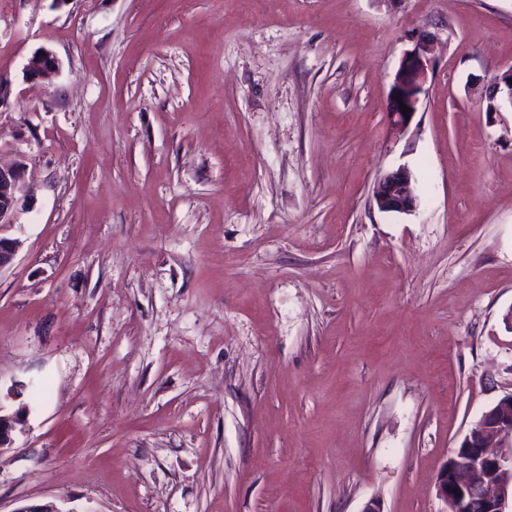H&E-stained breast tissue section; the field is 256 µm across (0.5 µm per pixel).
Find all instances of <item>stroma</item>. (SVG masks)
<instances>
[{
	"instance_id": "stroma-1",
	"label": "stroma",
	"mask_w": 512,
	"mask_h": 512,
	"mask_svg": "<svg viewBox=\"0 0 512 512\" xmlns=\"http://www.w3.org/2000/svg\"><path fill=\"white\" fill-rule=\"evenodd\" d=\"M511 68L512 0H0V512H439L512 394ZM429 40L428 35H422L417 40L414 49L403 58L394 77L386 109L390 123L395 130L406 129L417 112L420 94L430 64L427 57ZM396 97H400V101H397ZM399 102L409 107L408 117L403 115ZM59 69V62L54 53L47 49L41 48L29 60L26 73L33 79H51ZM512 68L502 73H495L487 81L484 101H486V112H502V101L506 99L512 111ZM26 187L18 166L0 163V228L14 224L17 206L25 196ZM412 174L408 167L399 166L380 174L375 183L373 199L381 212L411 214L419 200L411 190Z\"/></svg>"
}]
</instances>
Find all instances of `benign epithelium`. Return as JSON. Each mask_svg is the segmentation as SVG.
Instances as JSON below:
<instances>
[{
    "instance_id": "7a95c632",
    "label": "benign epithelium",
    "mask_w": 512,
    "mask_h": 512,
    "mask_svg": "<svg viewBox=\"0 0 512 512\" xmlns=\"http://www.w3.org/2000/svg\"><path fill=\"white\" fill-rule=\"evenodd\" d=\"M429 37L419 38L403 58L387 102V115L395 130L406 129L417 112L430 64ZM59 69L54 53L42 48L29 60L26 73L33 79H51ZM512 104V69L495 73L487 81L486 111L502 112V101ZM409 107L403 115L400 105ZM412 174L399 166L380 174L373 199L378 210L411 214L419 200L411 190ZM26 187L21 169L0 164V227L15 223L17 206ZM19 249L15 239L0 236V269L9 265ZM21 411L5 413L0 407V447L13 442ZM441 512H512V394L487 411L465 435L462 450L445 461L436 478Z\"/></svg>"
}]
</instances>
